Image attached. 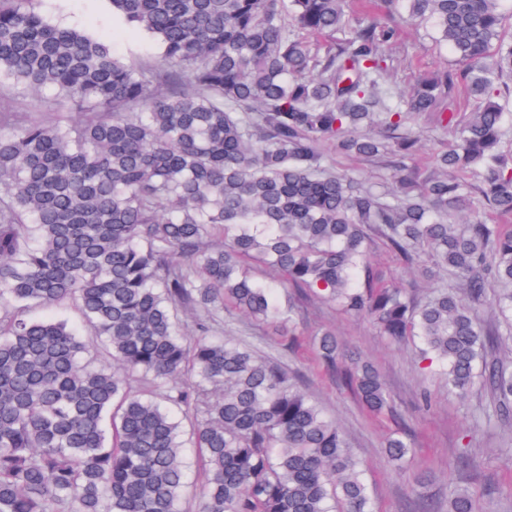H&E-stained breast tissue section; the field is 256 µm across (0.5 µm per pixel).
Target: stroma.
Returning <instances> with one entry per match:
<instances>
[{"label": "stroma", "instance_id": "1", "mask_svg": "<svg viewBox=\"0 0 512 512\" xmlns=\"http://www.w3.org/2000/svg\"><path fill=\"white\" fill-rule=\"evenodd\" d=\"M37 8L51 23L77 27L95 38L114 41L125 55L139 58L156 53V45L143 35H133L113 19L108 0H37ZM396 72L397 89H404L420 74L450 66L449 52L436 50L425 30L410 28L387 48ZM410 127L421 144L413 156L420 174H428L432 155L452 139L436 125L434 114L415 117ZM323 151L330 166L363 182L385 186L391 181L390 157L364 159L336 153L332 145ZM375 275L406 288L423 299L429 283L417 270L405 268L381 242L371 248ZM299 316L292 332L271 324H258L235 309H225V335L246 340L259 353L281 361L293 383L315 397L327 415L341 428L353 456L363 465L376 512H447L448 499L465 488L475 501V512H512V420L500 424L482 422L490 409L489 393L472 389L466 396H452L446 382L421 369L412 340L393 342L380 336L365 317L341 314L313 298H297ZM333 332L339 343L338 361L348 365L367 361L377 369L390 393L391 408L371 415L335 375L320 364L316 341ZM406 429L416 454L409 474L419 477L411 484L384 452L386 438ZM467 463H460L459 453Z\"/></svg>", "mask_w": 512, "mask_h": 512}]
</instances>
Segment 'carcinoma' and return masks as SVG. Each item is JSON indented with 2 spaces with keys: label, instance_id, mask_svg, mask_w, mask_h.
<instances>
[{
  "label": "carcinoma",
  "instance_id": "carcinoma-1",
  "mask_svg": "<svg viewBox=\"0 0 512 512\" xmlns=\"http://www.w3.org/2000/svg\"><path fill=\"white\" fill-rule=\"evenodd\" d=\"M156 55L128 63L34 0H0V84L45 93L52 118L13 126L0 103V512H180L183 448L199 452V512H374L360 463L278 363L224 338L230 306L291 327L296 288L383 336H414L448 387L477 382L512 415V11L502 0H109ZM428 24L453 55L405 93L385 48ZM464 90L471 112H441ZM456 140L422 184L414 115ZM379 131H374V126ZM397 147L393 185L325 165ZM378 238L404 264L455 279L420 301L378 278ZM281 275L257 280L251 263ZM502 320L485 329L487 294ZM74 306L94 350L37 308ZM192 315V339L181 318ZM336 369V337L317 343ZM340 378L372 414L376 370ZM390 461L413 452L403 433ZM448 512H474L471 494Z\"/></svg>",
  "mask_w": 512,
  "mask_h": 512
}]
</instances>
